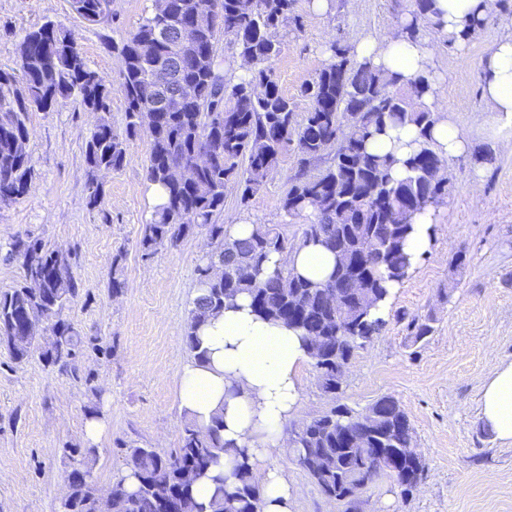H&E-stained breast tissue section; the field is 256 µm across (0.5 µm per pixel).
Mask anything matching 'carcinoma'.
I'll return each instance as SVG.
<instances>
[{"instance_id": "carcinoma-1", "label": "carcinoma", "mask_w": 512, "mask_h": 512, "mask_svg": "<svg viewBox=\"0 0 512 512\" xmlns=\"http://www.w3.org/2000/svg\"><path fill=\"white\" fill-rule=\"evenodd\" d=\"M242 0H153L150 16L112 49L125 56L121 86L125 99L124 131L111 121V91L107 81L85 62L71 31L49 20L26 32L18 45L17 68L0 70V203L26 195L34 168L28 153H18L17 141L29 139L30 112H53L74 99L97 113L85 146L90 176L101 169H119L127 161L128 142L145 134L149 142L146 177L160 185L165 203L144 226L140 247L150 256L166 244L175 245L195 227L207 229L212 249L196 266V286L204 293L194 298L185 342L197 360L204 353L193 335L224 301L238 294L250 297L255 312L302 332L305 340L325 345L321 358H312L323 393L336 395V367L354 351L377 338L385 323L368 318L370 304L386 294L385 283L406 277L404 243L410 220L428 208L438 209L448 197L449 177L436 170L447 159L431 143L437 117L425 98L439 96L433 72L412 80L376 65L372 59H354L338 42L327 47L329 58L315 77L300 88L308 108L298 118L295 103L280 90L271 61L281 50L280 29L298 23L293 0H255L249 10ZM433 0H413L412 20L399 36L422 40V24L436 29ZM74 14L88 26L104 18L106 0H70ZM209 13L210 27L198 33V51L182 50L180 28L193 17ZM488 18H472L458 34L446 35L452 46L468 40ZM230 37L238 57L249 66L247 75L226 78L218 60L221 37ZM163 69L170 75L165 91L175 96L181 83L191 82L198 98L181 109L154 113L144 124L141 109L153 103L152 76ZM26 79L33 96L12 97V84ZM413 126L420 147L401 161L393 154L369 149V143L387 130ZM301 156L300 169L280 198L287 216H303L299 245L319 243L330 250L336 265L331 276L316 283L277 267L265 271L273 253L288 249L275 224H256L245 239H235L212 217L224 209L227 187L246 200L261 190L289 147ZM213 162L195 170L193 178L178 183L170 169L190 164L202 149ZM329 155L327 164L309 172L311 162ZM59 251L37 239L18 238L8 257L19 263L23 284L0 292V344L21 363L38 354L50 366L67 367L86 347L62 312L77 295V284ZM340 300L332 304L328 291ZM408 328L417 339L433 332L430 317L412 318ZM373 424L364 426L357 410L333 406L300 428L291 427L288 452L326 496L342 495L347 485L365 481L373 455L390 448H406L414 431L400 402L383 396L369 405ZM220 421L201 430L184 421L178 448L163 455L154 448H126L129 468L138 481L129 492L121 482L112 485L110 512H259L260 489L247 461L233 469L237 483L207 506L192 493L193 481L208 475L226 452ZM71 469L68 494L61 512H100L102 497L94 477L95 449L68 448ZM423 463L417 451L405 458L392 479L408 492L417 484Z\"/></svg>"}]
</instances>
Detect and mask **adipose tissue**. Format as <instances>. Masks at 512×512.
<instances>
[{
  "instance_id": "obj_1",
  "label": "adipose tissue",
  "mask_w": 512,
  "mask_h": 512,
  "mask_svg": "<svg viewBox=\"0 0 512 512\" xmlns=\"http://www.w3.org/2000/svg\"><path fill=\"white\" fill-rule=\"evenodd\" d=\"M442 33L462 30L466 20L497 10L496 0H435ZM357 57L372 58L406 78L427 73L431 57L419 43L395 38L387 45L366 40L354 48ZM482 96L495 114L496 134L502 148L512 151V33L495 46L484 69ZM436 239L433 210L416 214L404 250L411 268L431 254ZM283 265L315 282L333 272L335 257L318 244L271 255L267 266ZM206 361L187 358L176 381L180 411L198 426H211L222 418L221 437L227 452L219 471L225 489L234 450H245L257 477L261 512H290L292 488L283 470L270 461L279 446L287 444V423L300 393V371L310 361L308 346L299 330L256 315L247 296L225 302L197 331ZM481 418L497 440L512 444V360L494 366L487 374L479 400Z\"/></svg>"
}]
</instances>
